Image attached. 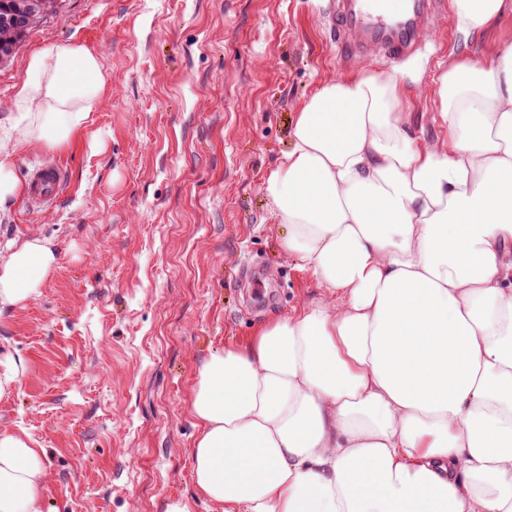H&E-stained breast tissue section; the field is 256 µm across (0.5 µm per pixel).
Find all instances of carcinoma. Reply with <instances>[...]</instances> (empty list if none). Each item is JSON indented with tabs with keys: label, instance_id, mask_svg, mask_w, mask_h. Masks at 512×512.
Returning <instances> with one entry per match:
<instances>
[{
	"label": "carcinoma",
	"instance_id": "carcinoma-1",
	"mask_svg": "<svg viewBox=\"0 0 512 512\" xmlns=\"http://www.w3.org/2000/svg\"><path fill=\"white\" fill-rule=\"evenodd\" d=\"M58 6V0H0V62L10 59L27 34Z\"/></svg>",
	"mask_w": 512,
	"mask_h": 512
}]
</instances>
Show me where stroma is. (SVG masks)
<instances>
[{
    "instance_id": "stroma-1",
    "label": "stroma",
    "mask_w": 512,
    "mask_h": 512,
    "mask_svg": "<svg viewBox=\"0 0 512 512\" xmlns=\"http://www.w3.org/2000/svg\"><path fill=\"white\" fill-rule=\"evenodd\" d=\"M336 0H61L0 64L8 106L38 51L80 41L110 76L89 130L23 149L19 179L67 167L58 205L0 213V243L38 235L59 263L40 295L0 316V351L23 367L0 397V431L46 451L48 512H218L194 485L189 397L201 361L270 317L329 300L281 248L263 187L291 146L302 100L337 76ZM512 42V15L465 33L452 13L398 73L407 131L447 140L435 80Z\"/></svg>"
}]
</instances>
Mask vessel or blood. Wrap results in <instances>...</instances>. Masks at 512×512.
<instances>
[{
  "label": "vessel or blood",
  "mask_w": 512,
  "mask_h": 512,
  "mask_svg": "<svg viewBox=\"0 0 512 512\" xmlns=\"http://www.w3.org/2000/svg\"><path fill=\"white\" fill-rule=\"evenodd\" d=\"M439 7V0H336L332 21L338 54L343 59L364 53L408 56L418 49L421 30L435 25ZM66 181L62 164L34 167L27 181L29 210H52Z\"/></svg>",
  "instance_id": "b4317fda"
}]
</instances>
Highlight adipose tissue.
Returning <instances> with one entry per match:
<instances>
[{
  "mask_svg": "<svg viewBox=\"0 0 512 512\" xmlns=\"http://www.w3.org/2000/svg\"><path fill=\"white\" fill-rule=\"evenodd\" d=\"M459 30L512 0H451ZM0 137L12 158L86 135L108 78L83 44L33 54ZM445 143L406 131L397 74L361 68L300 105L264 183L282 249L331 301L201 363L198 494L221 512H512V43L437 79ZM52 243L0 246V314L41 293ZM44 449L0 432V512H45Z\"/></svg>",
  "mask_w": 512,
  "mask_h": 512,
  "instance_id": "obj_1",
  "label": "adipose tissue"
}]
</instances>
